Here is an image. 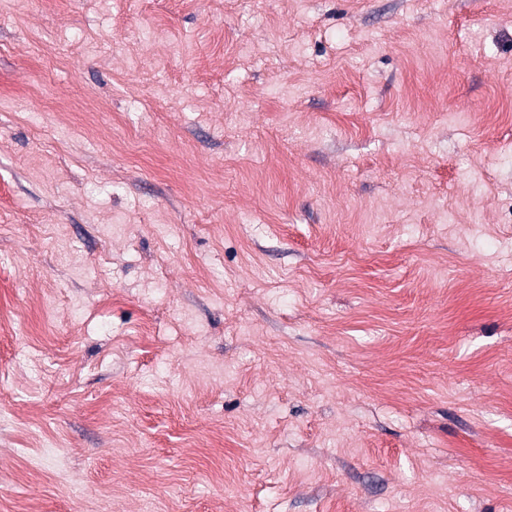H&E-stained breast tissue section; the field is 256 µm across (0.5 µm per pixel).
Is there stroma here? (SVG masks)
Instances as JSON below:
<instances>
[{"label":"stroma","mask_w":512,"mask_h":512,"mask_svg":"<svg viewBox=\"0 0 512 512\" xmlns=\"http://www.w3.org/2000/svg\"><path fill=\"white\" fill-rule=\"evenodd\" d=\"M0 512H512V0H0Z\"/></svg>","instance_id":"stroma-1"}]
</instances>
